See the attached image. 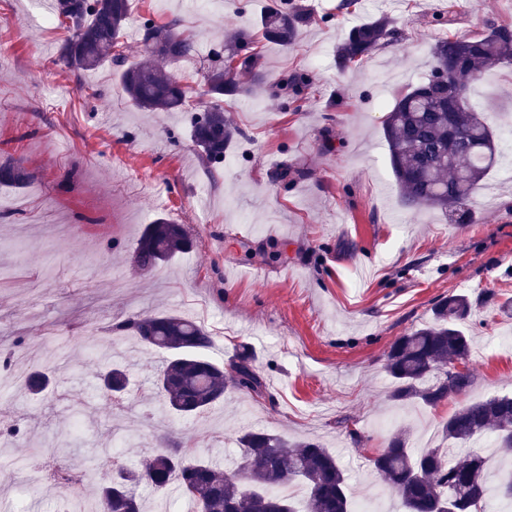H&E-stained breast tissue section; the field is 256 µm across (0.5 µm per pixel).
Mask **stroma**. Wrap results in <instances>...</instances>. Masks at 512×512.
<instances>
[{"mask_svg": "<svg viewBox=\"0 0 512 512\" xmlns=\"http://www.w3.org/2000/svg\"><path fill=\"white\" fill-rule=\"evenodd\" d=\"M54 2L0 0V158L34 174L27 187H0V329L8 332L0 347L53 376L36 398L0 366V512H54L70 499L59 488L26 492L13 461L59 453L57 436L76 412L83 426L70 434L81 445L108 447L115 430L136 432L134 447L121 450L132 469L168 436L219 449L231 468L242 428L315 437L345 469L352 501L399 512L371 456L403 430L413 447L440 446L442 423L466 400L512 392V317L498 311L512 297V174L491 169L467 224L405 208L383 120L404 86L428 76L439 35L512 25V0H357L348 9L305 0L313 19L295 45L261 46L258 97L225 105L241 135L219 164L195 150L193 110L138 109L107 66L63 71L66 31L51 21ZM267 3L132 0L126 53L143 58V18H179L197 47L175 71L200 88L227 33L253 24ZM436 13L452 24L434 23ZM383 15L398 42L338 69L336 47L349 28ZM293 71L311 80L297 103L278 89ZM468 97L501 133L512 123V69L486 72ZM160 217L183 224L195 247L144 273L134 251ZM453 292L474 304L464 325L471 389L433 407L391 402L389 346L430 323L434 302ZM160 311L205 326L216 361L251 347L265 397L232 391L203 418L152 426L162 413L152 380L164 355L108 327ZM95 345L122 350L128 412L100 402Z\"/></svg>", "mask_w": 512, "mask_h": 512, "instance_id": "stroma-1", "label": "stroma"}]
</instances>
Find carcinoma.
I'll use <instances>...</instances> for the list:
<instances>
[{
    "instance_id": "cac0c4a2",
    "label": "carcinoma",
    "mask_w": 512,
    "mask_h": 512,
    "mask_svg": "<svg viewBox=\"0 0 512 512\" xmlns=\"http://www.w3.org/2000/svg\"><path fill=\"white\" fill-rule=\"evenodd\" d=\"M59 24L70 35L60 46L58 60L73 73L92 71L108 63L119 73L122 89L132 103L149 112H175L189 107V86L169 67L193 55V36L171 19L163 24L142 21V42L150 59L131 62L119 50L130 18L129 0H58ZM311 20L302 0H273L256 29H237L224 39V51L214 55L203 77L199 102L209 100L193 127V142L209 163L224 161L237 129L224 117V98L259 91L264 85L261 54L254 51L256 34L283 48L290 47ZM391 20L381 18L352 27L336 49L342 69L359 66L377 50L396 41ZM512 64V27L492 24L477 34L448 32L431 48V72L449 71V85L430 79L404 88L383 121L390 166L402 202L413 209H437L450 217L469 213L475 195L496 161L493 130L484 112L466 96L473 77ZM249 76L243 84L239 73ZM32 175L17 161L0 163V184L25 186ZM193 241L182 224L159 217L145 227L134 263L150 271ZM473 310L466 294H451L432 307L433 321L395 340L386 354L392 379L390 398L397 404L420 401L436 406L469 391L473 374L458 368L471 354L462 323ZM115 336L131 335L147 346L165 351L168 359L154 387L164 412L194 419L224 401L232 391L261 395L262 378L245 346L235 355L236 371L201 354L212 336L196 321L174 313L128 318L109 326ZM112 383L103 395L124 403L126 374L112 354L102 357ZM49 384L43 372L25 376L23 387L39 393ZM443 438L451 448L410 446L404 433L373 457V466L392 488L403 512H489L488 459L476 449L485 437L494 439L504 457L512 458V396L496 395L470 401L444 422ZM237 443L245 476L218 462L190 452L184 441L169 440L142 470L112 461L107 478L98 481L100 512H144L135 488L157 490L172 486L194 506V512H351L348 483L337 458L314 439L290 440L274 430H244ZM304 488L303 502L273 494L284 485Z\"/></svg>"
}]
</instances>
